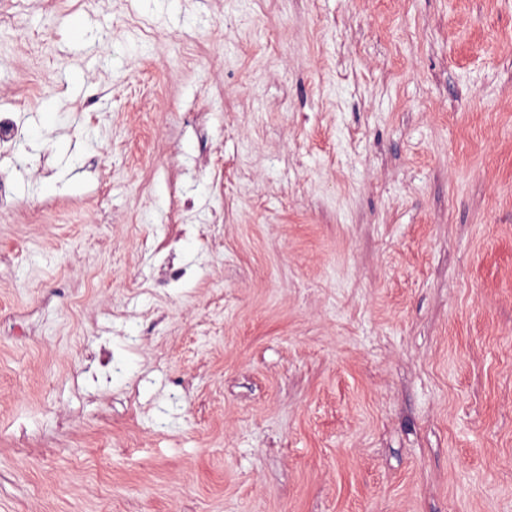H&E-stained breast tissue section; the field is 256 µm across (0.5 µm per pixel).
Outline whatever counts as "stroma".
I'll use <instances>...</instances> for the list:
<instances>
[{"label": "stroma", "instance_id": "35a3bbf8", "mask_svg": "<svg viewBox=\"0 0 512 512\" xmlns=\"http://www.w3.org/2000/svg\"><path fill=\"white\" fill-rule=\"evenodd\" d=\"M26 4L0 512H512V0ZM159 275L156 285L162 289L175 288L181 284L188 275L187 267L175 263V249L171 248L160 263Z\"/></svg>", "mask_w": 512, "mask_h": 512}]
</instances>
